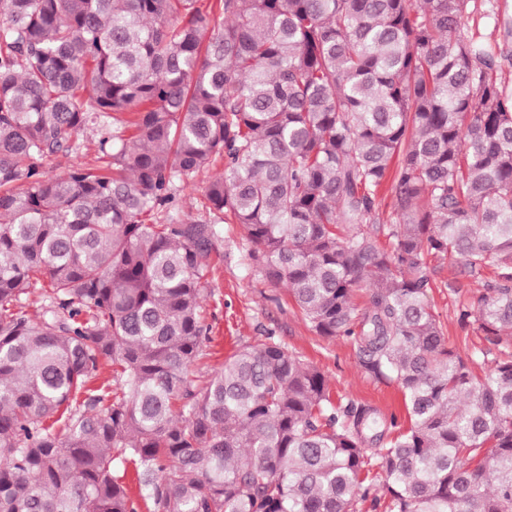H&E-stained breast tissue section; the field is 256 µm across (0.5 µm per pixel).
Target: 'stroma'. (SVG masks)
<instances>
[{"instance_id":"35a3bbf8","label":"stroma","mask_w":512,"mask_h":512,"mask_svg":"<svg viewBox=\"0 0 512 512\" xmlns=\"http://www.w3.org/2000/svg\"><path fill=\"white\" fill-rule=\"evenodd\" d=\"M512 19V0H468L461 17L464 34L482 43L497 62L494 76L512 93V34L494 21L495 16ZM98 136L86 130L75 138L79 149L70 155L47 158L44 168L59 174L71 167L99 164ZM224 170L223 160L200 172L179 187L176 198L183 214L196 218L206 206L205 188ZM217 251L211 256L202 299V315L211 328L212 341L194 363L198 379H206L225 357L238 348L264 337L275 341L312 363L326 376L335 402L370 407L382 415L406 421L404 397L397 384L377 378L364 369L353 339L319 336L292 301L287 289L268 281L249 258L250 243L240 225H220ZM430 288L427 300L439 318L448 348L466 360L475 374L486 372L494 361L512 355V339L486 335L478 322H461L459 311L495 279L493 267L478 274L462 272L450 258L429 261Z\"/></svg>"}]
</instances>
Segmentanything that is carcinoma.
<instances>
[{
  "mask_svg": "<svg viewBox=\"0 0 512 512\" xmlns=\"http://www.w3.org/2000/svg\"><path fill=\"white\" fill-rule=\"evenodd\" d=\"M464 7L0 0V512H136L127 461L153 512H353L374 466L384 512H512V358L476 378L426 300L429 256L494 262L460 320L512 338V95ZM89 128L112 168L43 170ZM217 156L210 213L320 336L396 381L407 428L334 405L270 336L191 377L218 232L175 192Z\"/></svg>",
  "mask_w": 512,
  "mask_h": 512,
  "instance_id": "carcinoma-1",
  "label": "carcinoma"
}]
</instances>
